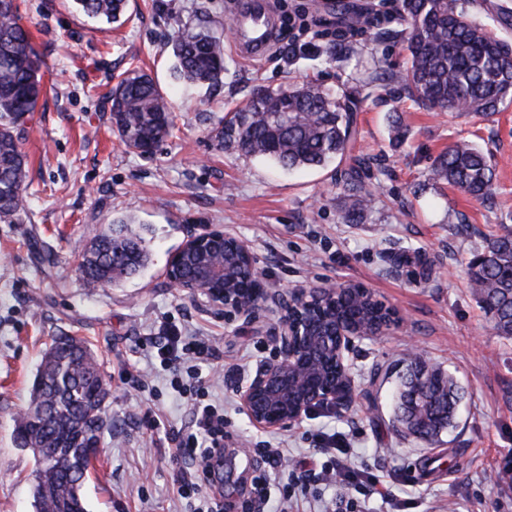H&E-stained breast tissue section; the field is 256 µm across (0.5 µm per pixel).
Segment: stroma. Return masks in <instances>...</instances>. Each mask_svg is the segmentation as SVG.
Instances as JSON below:
<instances>
[{
    "label": "stroma",
    "mask_w": 512,
    "mask_h": 512,
    "mask_svg": "<svg viewBox=\"0 0 512 512\" xmlns=\"http://www.w3.org/2000/svg\"><path fill=\"white\" fill-rule=\"evenodd\" d=\"M281 29L262 57L224 47V84L189 86L173 73L168 44L177 23L225 32L241 0H128L119 22L101 27L73 0H16L42 61L44 94L22 134L30 211L0 222V512H35L31 450L14 439L37 365L52 337H84L110 390L112 422L83 488L87 512H193L173 478L169 428L191 407L156 348L170 322L210 337L224 363L213 397L233 434L225 441L224 495L239 499L250 463L266 445L288 447L267 512H351L356 485L309 478L304 497L282 486L329 463L328 440L375 474L387 498L373 512H512V337L496 333L468 284L466 264L486 237L512 226V104L486 118L427 110L393 84L364 99L352 152L372 158V204L356 223L341 219L346 188L335 165L288 171L259 156L219 148L213 130L259 90L310 81L332 92L366 77L365 64L399 72L401 43L379 36L397 25L400 0H279ZM470 18L512 44V0H467ZM151 75L172 102L174 127L153 154L126 147L104 94L111 76ZM481 147L495 170L482 204L435 182V159L456 141ZM130 215L150 260L118 285L84 288V249ZM221 228L247 241L259 275L288 293L328 284L370 290L398 326L358 343L350 356L353 399L287 430L255 427L238 389L275 352L280 313L260 303L249 318H226L204 296L169 287L171 254L190 232ZM417 357L452 373L463 389L456 422L439 441L406 435L393 422L399 377ZM140 371L142 387L127 384ZM156 417L159 427L146 426Z\"/></svg>",
    "instance_id": "1"
}]
</instances>
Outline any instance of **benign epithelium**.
I'll return each instance as SVG.
<instances>
[{
  "label": "benign epithelium",
  "instance_id": "obj_1",
  "mask_svg": "<svg viewBox=\"0 0 512 512\" xmlns=\"http://www.w3.org/2000/svg\"><path fill=\"white\" fill-rule=\"evenodd\" d=\"M239 257L255 266L246 241L218 229L192 232L171 255L166 276L173 287L204 294L210 305L227 315H250L260 300L278 304V355L261 362L240 387L243 411L259 428L282 429L316 411L345 409L353 389L349 355L355 344L383 334L401 318L393 312L390 322L372 331L344 325L334 315L316 322L308 313L314 302L336 308V289L328 286L301 288L286 298L258 279L252 295L244 298L238 289L224 287L225 276Z\"/></svg>",
  "mask_w": 512,
  "mask_h": 512
}]
</instances>
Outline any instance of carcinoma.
I'll return each mask as SVG.
<instances>
[{
    "mask_svg": "<svg viewBox=\"0 0 512 512\" xmlns=\"http://www.w3.org/2000/svg\"><path fill=\"white\" fill-rule=\"evenodd\" d=\"M86 17L119 21L125 0H74ZM407 51V67L393 73L402 97L426 107L487 116L512 103V46L470 19L459 0H400L399 28L385 32ZM179 79L217 88L224 83V38L206 26L181 27L170 43ZM41 94L40 60L20 23L14 0H0V222L21 223L28 213V170L21 150L22 126ZM363 90L332 93L308 83L254 97L215 130L217 145L245 156H262L288 170L324 167L349 157L341 180L351 194L342 220L352 223L371 202L365 189L368 159L351 155L354 112ZM112 125L121 141L142 154L152 152L173 127L171 106L144 73L125 72L107 97ZM433 179L484 203L494 172L486 153L468 142L448 147L432 168ZM133 220L98 235L78 265L86 287L109 288L138 274L148 263L143 237L128 229ZM467 278L493 328L512 336V230L485 240L467 263ZM341 289L336 319L375 327L389 311L363 304ZM400 415L417 412L411 434L434 442L453 426L461 387L444 370L416 359L400 381ZM109 389L86 342L54 336L37 369L32 396L15 420L21 448H39L50 464L35 469L36 512H85L82 488L105 429Z\"/></svg>",
    "mask_w": 512,
    "mask_h": 512,
    "instance_id": "1",
    "label": "carcinoma"
}]
</instances>
